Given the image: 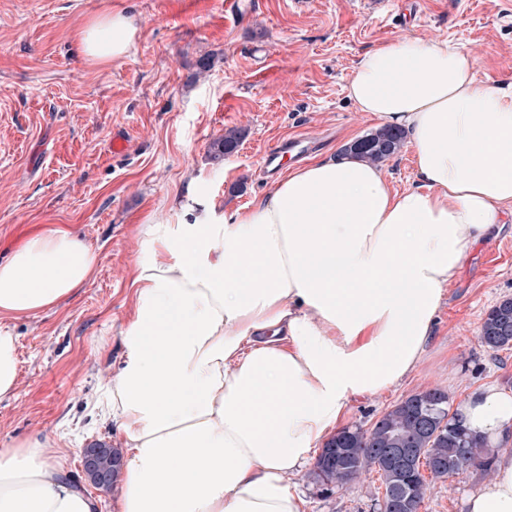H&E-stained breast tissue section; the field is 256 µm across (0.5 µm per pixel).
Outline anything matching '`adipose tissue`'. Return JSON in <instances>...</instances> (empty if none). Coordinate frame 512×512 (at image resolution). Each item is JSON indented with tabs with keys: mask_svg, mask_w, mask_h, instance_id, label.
Returning a JSON list of instances; mask_svg holds the SVG:
<instances>
[{
	"mask_svg": "<svg viewBox=\"0 0 512 512\" xmlns=\"http://www.w3.org/2000/svg\"><path fill=\"white\" fill-rule=\"evenodd\" d=\"M138 26L121 11L77 38L87 62L122 59ZM445 39L361 55L347 85L360 111L404 132L415 182L347 152L216 212L194 188L184 220L147 217L149 257L120 332L124 361L96 407L124 439L119 512H305L289 484L350 397L400 382L421 361L444 289L470 246L512 214V84L478 79ZM100 254L49 226L0 262V315L50 309L92 277ZM460 411L498 441L512 391L489 385ZM38 437L0 448V512H98ZM465 512H512V452Z\"/></svg>",
	"mask_w": 512,
	"mask_h": 512,
	"instance_id": "1",
	"label": "adipose tissue"
}]
</instances>
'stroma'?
Instances as JSON below:
<instances>
[{
    "label": "stroma",
    "instance_id": "obj_1",
    "mask_svg": "<svg viewBox=\"0 0 512 512\" xmlns=\"http://www.w3.org/2000/svg\"><path fill=\"white\" fill-rule=\"evenodd\" d=\"M0 0V261L46 225L98 249L90 280L57 307L0 317L17 338L13 397L0 400V448L50 437L82 480L81 451L123 447L116 424L92 403L123 363L119 333L137 300V267L148 215L178 223L173 204L194 185L232 212L270 187L266 153L299 135L317 139L313 159L343 153L375 131L346 92L358 56L404 37L464 46L479 78L512 83V0ZM135 16L134 47L106 65L85 62L76 33L106 10ZM206 55L215 63L200 71ZM235 129L242 139L223 162L210 145ZM128 138L112 153L113 133ZM512 299V216L476 242L449 284L417 368L398 384L349 400L344 425L369 429L394 405L429 388L458 406L473 390H512V348L480 339L488 310ZM306 463L290 484L306 512H378L376 470L346 486L321 487ZM469 468L431 480L419 512H464L484 481Z\"/></svg>",
    "mask_w": 512,
    "mask_h": 512
}]
</instances>
